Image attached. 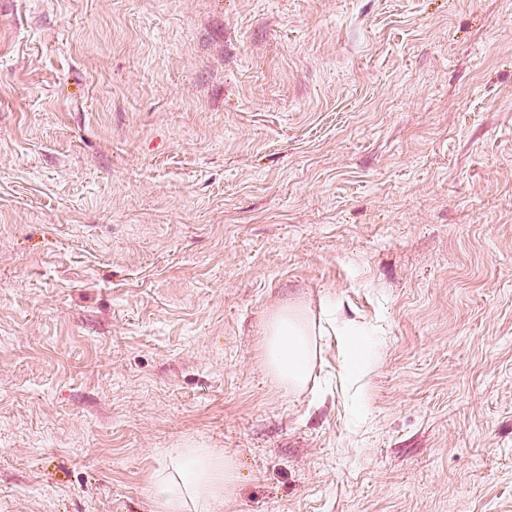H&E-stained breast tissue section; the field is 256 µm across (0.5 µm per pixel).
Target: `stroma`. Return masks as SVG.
<instances>
[{
  "instance_id": "1",
  "label": "stroma",
  "mask_w": 512,
  "mask_h": 512,
  "mask_svg": "<svg viewBox=\"0 0 512 512\" xmlns=\"http://www.w3.org/2000/svg\"><path fill=\"white\" fill-rule=\"evenodd\" d=\"M190 444L224 512H512V0H0V512ZM318 326L307 310L284 305L265 320L262 359L266 372L277 386L303 388L309 381L314 360V336Z\"/></svg>"
}]
</instances>
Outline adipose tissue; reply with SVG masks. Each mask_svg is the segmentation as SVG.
I'll list each match as a JSON object with an SVG mask.
<instances>
[{
  "mask_svg": "<svg viewBox=\"0 0 512 512\" xmlns=\"http://www.w3.org/2000/svg\"><path fill=\"white\" fill-rule=\"evenodd\" d=\"M317 326L306 309L285 305L264 323L262 359L277 386L303 388L314 360ZM169 465L157 475L152 495L160 512H221L229 504L237 472L232 458L217 456L208 448H175Z\"/></svg>",
  "mask_w": 512,
  "mask_h": 512,
  "instance_id": "1",
  "label": "adipose tissue"
}]
</instances>
